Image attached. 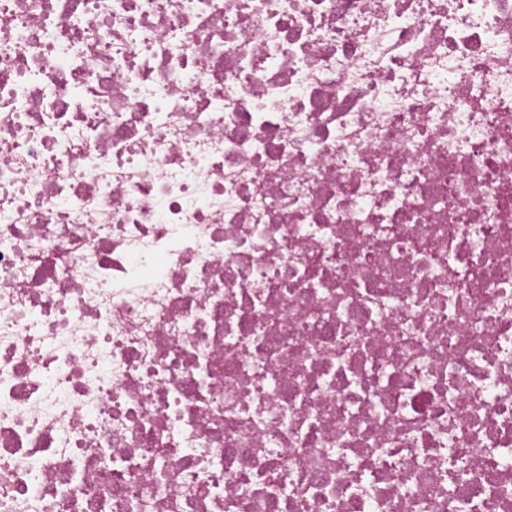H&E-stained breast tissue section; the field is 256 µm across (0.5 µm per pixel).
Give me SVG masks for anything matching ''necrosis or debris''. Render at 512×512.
<instances>
[{
    "label": "necrosis or debris",
    "mask_w": 512,
    "mask_h": 512,
    "mask_svg": "<svg viewBox=\"0 0 512 512\" xmlns=\"http://www.w3.org/2000/svg\"><path fill=\"white\" fill-rule=\"evenodd\" d=\"M0 512H512V0H0Z\"/></svg>",
    "instance_id": "1"
}]
</instances>
